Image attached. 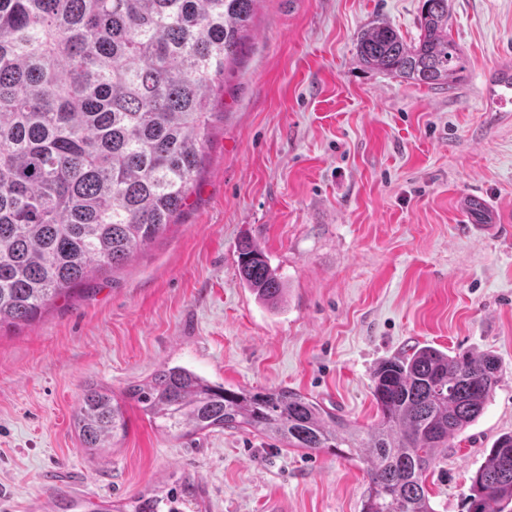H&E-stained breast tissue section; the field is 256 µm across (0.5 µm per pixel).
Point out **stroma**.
<instances>
[{
  "label": "stroma",
  "instance_id": "obj_1",
  "mask_svg": "<svg viewBox=\"0 0 512 512\" xmlns=\"http://www.w3.org/2000/svg\"><path fill=\"white\" fill-rule=\"evenodd\" d=\"M466 69L453 86L365 67L380 20L417 39L421 0H261L214 99L202 171L176 224L33 325L0 328V512H94L189 481L207 512H360L363 463L251 432L166 436L137 409L114 452L72 429L81 386L121 392L163 363L237 388L288 386L368 428L381 361L430 345L491 353L499 382L427 478L466 512L470 478L512 433V0H448ZM257 241L277 310L238 274ZM239 275L244 285L255 295L256 300L269 309H278L284 302L286 284L270 264L260 244L244 237L237 246Z\"/></svg>",
  "mask_w": 512,
  "mask_h": 512
}]
</instances>
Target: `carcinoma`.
Here are the masks:
<instances>
[{"instance_id":"cac0c4a2","label":"carcinoma","mask_w":512,"mask_h":512,"mask_svg":"<svg viewBox=\"0 0 512 512\" xmlns=\"http://www.w3.org/2000/svg\"><path fill=\"white\" fill-rule=\"evenodd\" d=\"M258 2L0 0V326L34 324L174 222ZM418 26L408 43L384 21L369 24L356 38L360 60L406 82L450 84L465 58L448 0H422ZM237 250L244 285L280 308L286 284L264 249L244 237ZM499 377L489 353L424 346L386 359L372 378L378 421L364 430L293 388H226L164 364L119 396L84 384L72 425L98 456L125 437L130 403L174 437L257 433L364 463L360 512H434L427 473L481 416ZM193 497L184 482L137 497L133 512H186ZM467 512H512V434L471 477Z\"/></svg>"}]
</instances>
